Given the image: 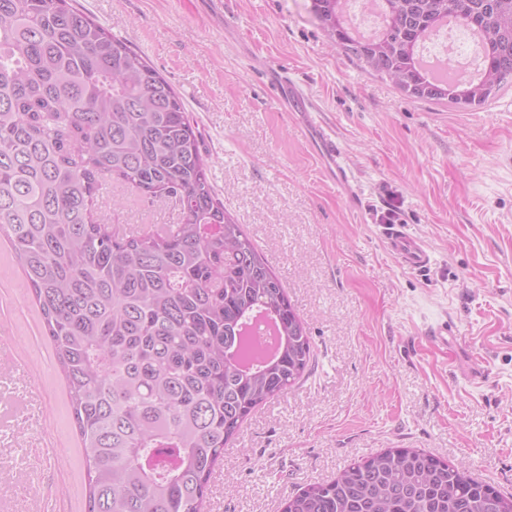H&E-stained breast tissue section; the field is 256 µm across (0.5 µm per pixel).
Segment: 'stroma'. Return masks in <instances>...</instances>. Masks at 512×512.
Wrapping results in <instances>:
<instances>
[{"label": "stroma", "instance_id": "obj_1", "mask_svg": "<svg viewBox=\"0 0 512 512\" xmlns=\"http://www.w3.org/2000/svg\"><path fill=\"white\" fill-rule=\"evenodd\" d=\"M180 94L225 210L282 278L313 372L243 424L208 512H281L351 459L423 448L512 493V85L482 108L418 100L336 47L312 0H76ZM313 104L280 101L281 79ZM335 139L341 188L317 141ZM114 224L176 211L116 183ZM386 224L429 245L403 267ZM454 327L447 345L436 327ZM54 346L0 239V512H86Z\"/></svg>", "mask_w": 512, "mask_h": 512}]
</instances>
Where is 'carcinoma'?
<instances>
[{"mask_svg": "<svg viewBox=\"0 0 512 512\" xmlns=\"http://www.w3.org/2000/svg\"><path fill=\"white\" fill-rule=\"evenodd\" d=\"M312 0L336 46L406 95L478 108L512 84V0ZM455 6L481 33L470 83L418 58ZM180 95L73 0H0V236L11 244L64 375L86 456L87 512H203L249 415L311 371L282 280L224 210ZM179 222L124 235L93 217L103 183ZM283 512H512V495L417 448H385L288 497Z\"/></svg>", "mask_w": 512, "mask_h": 512, "instance_id": "1", "label": "carcinoma"}]
</instances>
